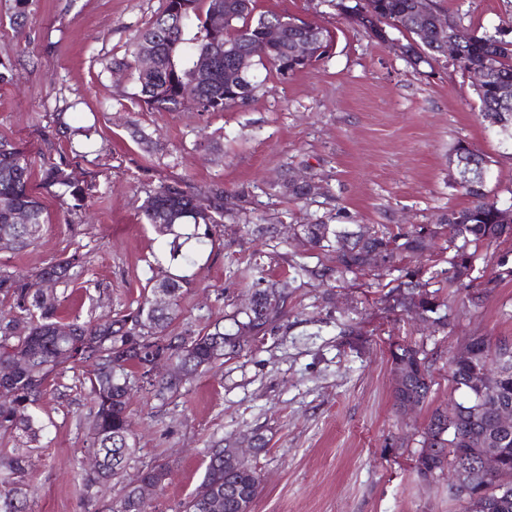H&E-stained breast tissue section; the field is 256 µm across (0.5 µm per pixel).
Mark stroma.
I'll use <instances>...</instances> for the list:
<instances>
[{
    "instance_id": "1",
    "label": "stroma",
    "mask_w": 512,
    "mask_h": 512,
    "mask_svg": "<svg viewBox=\"0 0 512 512\" xmlns=\"http://www.w3.org/2000/svg\"><path fill=\"white\" fill-rule=\"evenodd\" d=\"M467 27H512V0H435ZM258 11L294 14L326 27V54L282 82L269 77L249 106L157 112L135 98L130 43L164 0H33L23 33L0 0V137L31 157L33 192L48 218L26 249H0V272H32L81 255L79 277L54 291L64 316L116 317L162 279L159 242L141 205L162 185L199 198L223 188L232 203L269 227L268 240L227 223L222 244L203 246L193 284L179 300L172 334L231 325L257 277L285 281L288 313L265 336L188 378L160 400L141 391L130 406L137 448L124 476L169 460L171 474L149 498L150 512H178L197 487L209 449L249 447L261 476L254 512H462L448 480L421 482L412 468L430 412L451 396L449 362L468 337L512 341V281L474 306L441 289L448 328L423 329L392 308L389 284L414 261L388 271L337 278L330 258L308 250L293 227L330 224L437 223L470 205L451 181L458 142L490 161L492 197L512 198V146L486 129L470 81L448 58L412 67L390 45L338 18L323 0H257ZM91 130L85 156L74 157L78 127ZM142 138H134L133 129ZM62 163L84 190L81 206L61 205L43 184L45 163ZM302 174L322 194L292 200L280 187ZM301 261L316 274L291 281ZM423 346L433 387L409 415L394 406L390 350ZM89 387L66 371L39 402L45 430L34 445L0 433V448L30 447L28 477L37 491L30 512H110L118 485L83 490L92 438Z\"/></svg>"
}]
</instances>
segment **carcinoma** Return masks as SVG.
Instances as JSON below:
<instances>
[{
    "instance_id": "carcinoma-1",
    "label": "carcinoma",
    "mask_w": 512,
    "mask_h": 512,
    "mask_svg": "<svg viewBox=\"0 0 512 512\" xmlns=\"http://www.w3.org/2000/svg\"><path fill=\"white\" fill-rule=\"evenodd\" d=\"M336 14L362 28L380 43L390 31L405 40L404 58L417 67L445 55L442 40L453 33L459 40L458 57L452 65L462 76L477 81L474 90L480 102V114L506 142L512 143V99L499 94L503 85L512 86V40H504L502 29L480 35L448 17V29L436 25L444 18L423 23L415 11L416 0H323ZM32 0H11L10 20L20 29L30 13ZM283 28L278 45L266 44L267 26ZM321 44L331 42L330 32L302 18L275 12H256L255 0H224V24L216 29L212 20V0H166L156 15L133 39L131 53L149 43L157 55L153 75H136V95L150 109L173 112L180 109L184 92H195L202 101L201 111L222 112L227 107L243 106L262 87L256 71L287 79L305 68L293 63L288 54L302 39ZM203 51L214 52L215 72L206 81L196 79L193 57ZM245 59V79L240 89L224 87V70ZM471 163L470 183L458 184L474 198L472 205L442 214L433 229L426 224L391 230L367 227L369 239L361 241L345 224H302V238L313 249L325 252L336 264V274L358 275L365 271L364 256L381 255L388 266L399 258L420 259L430 251L423 234L429 232L448 242V269L433 272L424 283L401 281L388 296L407 311L418 304L433 317L439 330L448 324V314L440 313L444 302L438 291L429 290L430 281L446 275L448 286L473 301L475 278H460V268H474L479 247L512 238V223L501 221V205L489 199L487 182L489 160L458 143L452 160ZM32 162L11 141L0 138V239L11 242L14 250L25 249L39 238L46 223L44 206L30 188ZM43 183L58 188L60 200L78 198L63 168L50 164L42 171ZM224 190L216 188L202 202L177 186H161L149 193L142 213L164 239V255L174 266L151 293L137 303L136 309L105 321H81L65 318L51 286L66 282L83 268L82 257L71 256L32 273L0 274V295L12 300L16 315L0 324V430L22 432L31 441L39 440L45 425L37 415L41 396L55 385L65 369L82 370L92 397L90 452L96 467L83 475L86 491L118 478L135 453L130 443L127 414L135 383L140 381L159 399L176 393L183 380L224 358V351L238 352L249 340L273 329L286 313L289 283L267 281L252 292L254 307L239 310L233 316L235 331L186 329L177 336L169 328L177 318L178 302L184 286L195 278L198 251L187 247L190 241L212 245L224 236ZM23 211L28 222H15V213ZM168 294L165 307L157 306L158 292ZM470 360L450 364L451 392L459 394L451 407H437L429 417L419 441V451L427 453L422 466L430 479L448 474V493L454 491V473L460 467L474 469V449L483 447L486 427L492 424L499 406L512 404V349L491 345L483 336L472 337ZM171 362L168 376L150 378V364L157 358ZM391 364L404 365L406 379L393 392L394 405L424 404L431 392L432 378L425 351L411 344H399L391 351ZM491 369L497 375L496 389H481L480 373ZM502 465L512 472V429L499 437ZM27 456L13 448L0 449V512H28V502L36 487L27 480ZM169 475L166 463L146 465L135 479L123 487L118 507L113 512H148L140 494L143 484L164 487ZM260 476L250 460L236 457L224 448L210 449L199 485L182 504V512H253L259 494ZM486 482L473 485L471 505L464 512H485Z\"/></svg>"
}]
</instances>
